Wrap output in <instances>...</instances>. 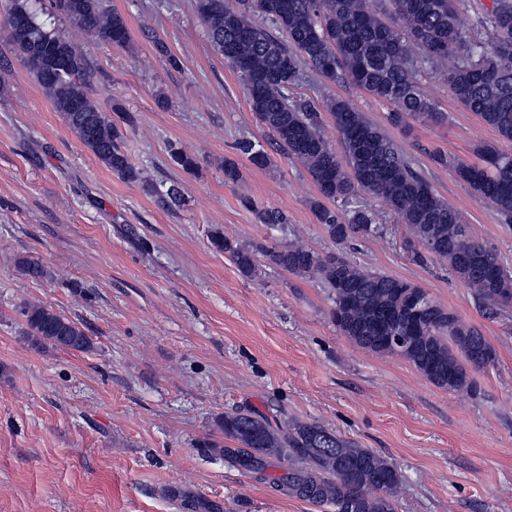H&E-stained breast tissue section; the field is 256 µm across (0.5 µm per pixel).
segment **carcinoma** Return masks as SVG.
Returning a JSON list of instances; mask_svg holds the SVG:
<instances>
[{"mask_svg": "<svg viewBox=\"0 0 512 512\" xmlns=\"http://www.w3.org/2000/svg\"><path fill=\"white\" fill-rule=\"evenodd\" d=\"M491 2L470 29L460 24L457 0H378L375 9L368 0H197L196 7L213 48L243 80L252 111L268 129L273 147L298 161L311 177L320 195L312 210L330 239L344 243L381 233L377 214L356 204L360 194L374 195L411 231L412 262L423 264L431 256L445 260L478 301L507 305L512 302V271L470 236L461 213L433 191L380 127L342 98L323 101L344 150L341 162L323 133L318 106L292 103L287 94L301 65L307 64L331 81L346 78L392 105L395 124L405 114L443 119L444 113L435 111L418 86L411 60L415 46L435 64L454 58L445 72L451 93L511 142L512 0ZM52 8L114 47L131 41L126 20L107 0H52ZM256 13L273 30L255 25L251 16ZM8 16L27 20L26 34L9 38V43L72 133L113 173L128 182L140 180V171L121 150L122 125L131 117L115 106L117 119H111L91 98L93 72L86 54L62 29L40 21L31 0H10ZM240 151L258 167L270 162L268 153L250 142ZM476 155L475 163L441 152L433 160L452 169L511 224L512 154L484 143ZM171 157L188 173L198 169L196 157L184 150L172 151ZM339 200L351 205L344 217L328 206ZM241 204L263 224L285 223L279 212L261 209L249 198ZM212 243L230 253L241 272L255 271V250L219 232ZM265 257L291 274L316 276L330 288L332 318L345 336L372 352L411 362L443 389L475 392L473 373L495 362V350L482 332L453 311L429 299L417 315L410 314L406 299L422 293L416 285L300 244L267 250ZM24 316L37 345L81 352L91 347L83 329L48 307H30ZM385 334L410 340L395 349L378 341ZM222 428L240 447L212 442L204 447L239 470L260 473L268 457L286 458L292 464L283 481L296 497L329 505L335 512H394L401 485L394 464L319 424L294 423L274 432L261 415L236 412L224 415Z\"/></svg>", "mask_w": 512, "mask_h": 512, "instance_id": "carcinoma-1", "label": "carcinoma"}]
</instances>
